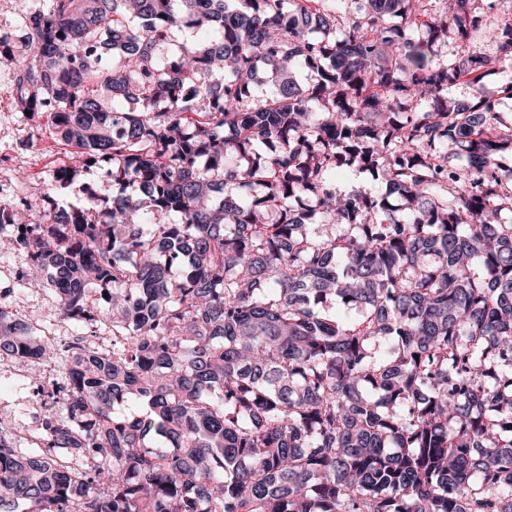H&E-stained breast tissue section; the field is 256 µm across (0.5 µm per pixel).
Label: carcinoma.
Here are the masks:
<instances>
[{"mask_svg": "<svg viewBox=\"0 0 512 512\" xmlns=\"http://www.w3.org/2000/svg\"><path fill=\"white\" fill-rule=\"evenodd\" d=\"M363 2L44 0L0 37L17 111L141 193L0 207L90 328L29 453L0 439V512H512V112L448 100L512 67V0ZM352 186H363L373 194H382L383 188L372 181L368 175L357 171L342 172L336 176V189L341 191L348 190Z\"/></svg>", "mask_w": 512, "mask_h": 512, "instance_id": "carcinoma-1", "label": "carcinoma"}]
</instances>
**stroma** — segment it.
<instances>
[{"label":"stroma","instance_id":"1","mask_svg":"<svg viewBox=\"0 0 512 512\" xmlns=\"http://www.w3.org/2000/svg\"><path fill=\"white\" fill-rule=\"evenodd\" d=\"M13 80L0 66V198L27 202L33 213L42 210L39 194L49 188L58 169L76 168L74 182L55 192L57 204L83 207L90 195L109 197L120 185L102 177L99 170L80 166L75 147L54 133L49 115H27L15 108ZM45 270L31 268L23 253L0 257V306L16 305L23 315L69 341L83 336L73 322L60 320L45 283ZM32 385L11 373L0 361V413L10 414L19 434L18 447H26V436L40 424L45 410L30 401Z\"/></svg>","mask_w":512,"mask_h":512}]
</instances>
